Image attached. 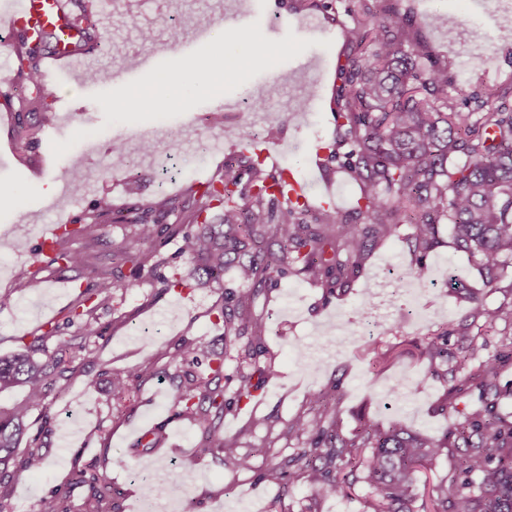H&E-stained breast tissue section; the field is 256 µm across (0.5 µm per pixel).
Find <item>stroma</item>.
<instances>
[{"label":"stroma","mask_w":512,"mask_h":512,"mask_svg":"<svg viewBox=\"0 0 512 512\" xmlns=\"http://www.w3.org/2000/svg\"><path fill=\"white\" fill-rule=\"evenodd\" d=\"M331 2L326 9L322 0H66L75 17L93 16L112 48L101 50L99 41H92L76 71L49 68L48 58H41L50 96L33 118L44 131L30 141L16 135L24 96L16 70L8 72L10 90L0 95V355L54 325L70 333L68 315L94 282L90 269L54 262L39 243L43 227L74 223L104 199L116 210L148 206L162 193L183 201L191 183L219 176L225 162L237 158L238 146L224 137L227 127L262 136L261 147L277 169L290 171L313 201H322L314 157L336 139L337 72L354 53L344 36L352 24L350 0ZM493 2L394 0L400 13L413 18L410 38L425 62L448 69V99L436 102L438 111L476 110L474 96L488 82L503 85L504 103L512 107V40L502 39ZM310 14L320 16L322 29L300 26ZM253 22L269 39L291 33L310 46L299 58L183 115L105 125L91 96L117 88V76L136 79L162 61L182 57V43L199 28ZM476 33L481 43L470 62L462 63L459 49ZM308 59L316 60V67L300 68ZM300 100L307 101V111H296ZM78 130L87 131V138L54 158L52 141L67 140ZM118 136L125 138L134 162L128 176L105 172ZM144 139L154 142V154L140 152ZM63 178L82 183L83 192L63 189L45 203L44 186ZM410 233L409 225H401L398 236L376 245L334 291L301 274L273 287L258 285L254 309L266 327L262 353L275 359L279 374L264 380L252 400L224 413V433L238 435L242 452L251 458V468L237 471L225 468L220 456L197 454L201 432L175 416L176 372L166 367L168 352L186 342L200 348L196 369L220 356L224 329L214 311L224 302L225 287L234 286V274L225 272L220 286L165 288L162 276L191 275L178 255V238H170L161 277L116 290L110 305L97 311L94 358L79 362L77 375L49 396L50 432L40 433L39 415L31 413L30 430L39 433L49 465L16 477L8 512H41L44 498L55 491L75 510L84 489L72 475L91 469L112 485L111 512H141L149 490L131 476L147 470L170 474L165 495L191 504L194 512H370L372 491L359 481L343 497L316 494L302 479L282 487L263 481L266 465L292 445L288 439L271 441L270 429L323 408L336 415L346 438L397 423L439 439L480 405L482 362L498 360V384L512 387V263L489 286L468 255L456 249L447 224H438L420 261L409 250ZM23 279L28 287H20ZM472 294L485 307L510 311V318L492 325L471 318ZM370 315L380 326L373 335H361ZM443 330L448 333L444 356L428 358L425 337ZM375 347L386 354L378 364L371 360ZM128 372L129 391L111 394L112 374ZM153 427L166 436L169 452L161 458L137 446ZM461 456V449L449 448L421 468L415 512H432L434 485H462Z\"/></svg>","instance_id":"1"}]
</instances>
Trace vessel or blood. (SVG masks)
Listing matches in <instances>:
<instances>
[{"mask_svg":"<svg viewBox=\"0 0 512 512\" xmlns=\"http://www.w3.org/2000/svg\"><path fill=\"white\" fill-rule=\"evenodd\" d=\"M12 32L36 40L41 33L55 32L58 41L54 60L67 62L76 54L81 36L71 22L63 0H20L8 20Z\"/></svg>","mask_w":512,"mask_h":512,"instance_id":"vessel-or-blood-1","label":"vessel or blood"}]
</instances>
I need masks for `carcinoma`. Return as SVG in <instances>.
<instances>
[{
    "instance_id": "1",
    "label": "carcinoma",
    "mask_w": 512,
    "mask_h": 512,
    "mask_svg": "<svg viewBox=\"0 0 512 512\" xmlns=\"http://www.w3.org/2000/svg\"><path fill=\"white\" fill-rule=\"evenodd\" d=\"M411 25L410 17L388 7L379 20H359L346 30L358 55L348 60L336 89L339 136L328 161L337 163L336 171L359 187L350 214L315 206L307 199L291 200L284 172L267 169L256 138L248 140L232 127L225 128L224 137L239 140L251 155L240 156L235 166L224 164L219 179L198 190L189 188L180 223H157V217L175 211L166 197L145 209L114 213V222L134 226V241L117 248L115 265L92 268L94 287L83 292L82 304L71 311L70 322L78 323L79 330L60 336L52 327L22 349L0 356V396L16 390L23 393L21 401L0 406V512L10 499L11 479L46 465L37 439L20 448L30 413L38 410L44 423L51 422L48 393L75 376L74 359L79 353H90L88 347L98 335L96 310L109 303L115 289L134 288L142 274H156L164 264L161 248L172 236L180 238L179 255L192 266L198 284L218 283L224 272L234 271L240 288L224 293L216 318L224 323V346L249 365L261 343L263 325L247 285L276 284L292 273H302L334 289L347 270L359 267L378 239L396 235L401 224L412 226L414 252L421 254L431 248L439 219L447 218L456 248L477 262L488 285L499 280L505 258L512 256V113L499 104L503 94L496 85L483 88L482 105L487 111L477 119L471 112H439L427 100L411 95L421 89L435 100L448 99V69L440 65L420 69L403 50ZM40 57L39 43L18 49L17 73L37 91L26 100L27 109L45 105V91L39 88ZM345 145L349 150L340 152ZM127 163L124 142H113L108 169H125ZM215 209L221 211L218 224L209 222ZM61 229L50 247L54 261L67 267L88 264V250L102 237L99 216L90 214L78 226L64 224ZM76 240L83 242V249L71 247ZM126 263L133 267L129 281L123 280ZM471 316L493 323L505 312L476 302ZM52 338L54 349L38 357ZM198 353L197 346L186 343L168 356L167 364L184 369L174 405L202 433L198 454L217 452L224 466L248 469L251 459L240 453L237 436L218 435L224 409L230 405L225 398L227 385L222 383L224 358L212 360L204 371L185 368ZM277 373L272 360L238 373L233 402L253 398L254 377ZM479 373L484 399H499L496 362H483ZM285 434L311 437L310 447L270 462L262 473L266 481L283 485L286 467L303 459L320 460L322 467L312 466L293 477L306 479L321 494L338 496L346 495L351 481L360 479L374 489L371 512H410L409 504L417 495L415 472L448 447L446 441L395 425L359 441L346 440L336 430V419L321 414L295 417ZM450 436L463 443L461 468L467 491L450 492L438 485L436 501L442 512H512V426L501 416H490L483 405L473 409ZM73 478L86 487L79 512H107L111 483L83 470L74 472Z\"/></svg>"
}]
</instances>
